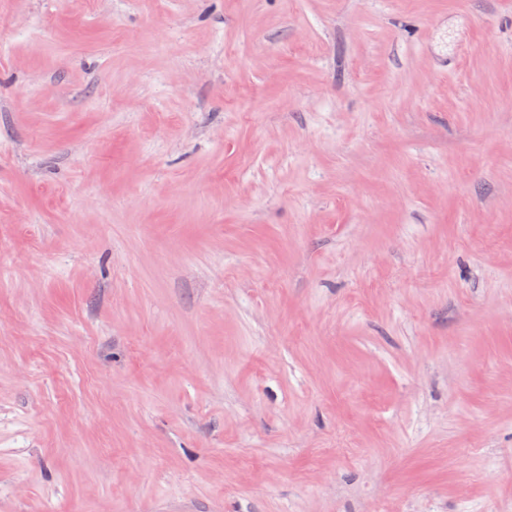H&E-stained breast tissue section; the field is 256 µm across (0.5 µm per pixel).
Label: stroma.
<instances>
[{
	"label": "stroma",
	"mask_w": 512,
	"mask_h": 512,
	"mask_svg": "<svg viewBox=\"0 0 512 512\" xmlns=\"http://www.w3.org/2000/svg\"><path fill=\"white\" fill-rule=\"evenodd\" d=\"M0 512H512V0H0Z\"/></svg>",
	"instance_id": "1"
}]
</instances>
